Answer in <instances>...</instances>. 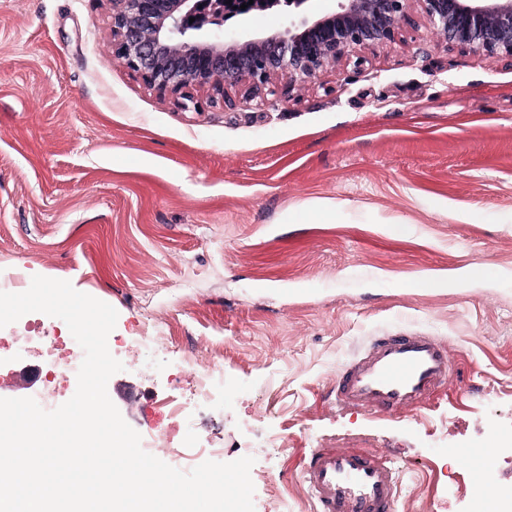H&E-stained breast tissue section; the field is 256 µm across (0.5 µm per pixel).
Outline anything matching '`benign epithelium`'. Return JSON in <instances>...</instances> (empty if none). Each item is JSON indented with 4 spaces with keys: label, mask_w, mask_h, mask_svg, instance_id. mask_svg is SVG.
I'll return each instance as SVG.
<instances>
[{
    "label": "benign epithelium",
    "mask_w": 512,
    "mask_h": 512,
    "mask_svg": "<svg viewBox=\"0 0 512 512\" xmlns=\"http://www.w3.org/2000/svg\"><path fill=\"white\" fill-rule=\"evenodd\" d=\"M415 1L448 46L512 58V0H333L313 18L228 41L218 27L252 19L253 7L241 8L249 0L221 10L213 0H112V57L163 96L185 99L187 89L199 88L224 104L232 101L227 86L244 82L245 99L264 102L275 94V78L300 92L328 64L392 41Z\"/></svg>",
    "instance_id": "obj_1"
}]
</instances>
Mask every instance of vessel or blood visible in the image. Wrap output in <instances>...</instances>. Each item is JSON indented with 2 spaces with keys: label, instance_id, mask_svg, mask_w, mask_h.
Masks as SVG:
<instances>
[{
  "label": "vessel or blood",
  "instance_id": "1",
  "mask_svg": "<svg viewBox=\"0 0 512 512\" xmlns=\"http://www.w3.org/2000/svg\"><path fill=\"white\" fill-rule=\"evenodd\" d=\"M444 347L425 335L375 336L346 369L336 403L380 412L424 404L451 374ZM302 475L314 512H394L398 477L386 458L311 450Z\"/></svg>",
  "mask_w": 512,
  "mask_h": 512
}]
</instances>
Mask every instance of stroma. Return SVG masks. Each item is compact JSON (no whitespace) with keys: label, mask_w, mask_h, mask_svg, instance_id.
<instances>
[{"label":"stroma","mask_w":512,"mask_h":512,"mask_svg":"<svg viewBox=\"0 0 512 512\" xmlns=\"http://www.w3.org/2000/svg\"><path fill=\"white\" fill-rule=\"evenodd\" d=\"M110 0H0V269L69 281L149 322L163 349L113 348L107 391L135 430L206 461L254 459L255 512H312V448L391 459L397 512H480L490 447L512 491V59L449 47L420 6L394 41L299 94L185 108L112 58ZM480 284L461 283L470 266ZM1 328L0 398H22L37 342ZM427 334L454 372L422 407L337 406L371 337ZM222 363L228 396L190 401L184 361ZM456 453L462 459L467 460V461H472L474 459H480V461L482 462L485 469H487V470L493 469L492 457L487 453H485V454L480 453V452H478V450L473 449V448H460V449H457ZM485 478L494 482L495 477H494L493 470L488 471L485 474V477L481 473L478 481L476 482V485L478 487V490L480 492L482 499L486 502H490L493 500V497L495 496L496 485L494 483L487 481ZM498 496L499 495L497 494L495 499L490 503L489 508L491 510H489V511H496Z\"/></svg>","instance_id":"1"}]
</instances>
